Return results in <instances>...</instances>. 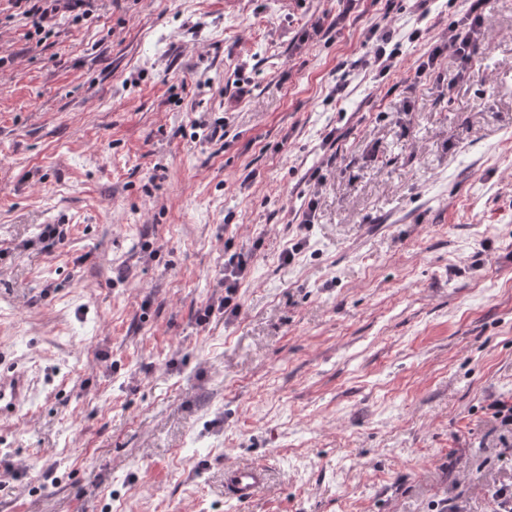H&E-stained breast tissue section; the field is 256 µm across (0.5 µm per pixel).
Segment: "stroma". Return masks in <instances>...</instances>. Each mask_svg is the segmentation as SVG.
I'll use <instances>...</instances> for the list:
<instances>
[{"label":"stroma","mask_w":512,"mask_h":512,"mask_svg":"<svg viewBox=\"0 0 512 512\" xmlns=\"http://www.w3.org/2000/svg\"><path fill=\"white\" fill-rule=\"evenodd\" d=\"M412 11L95 0L31 37L0 0V362L31 390L0 512H488L512 482V0L453 86L415 77L430 41L364 68L367 28ZM43 224L64 241L17 252ZM239 251V314L198 326ZM237 461L269 471L247 505Z\"/></svg>","instance_id":"1"}]
</instances>
